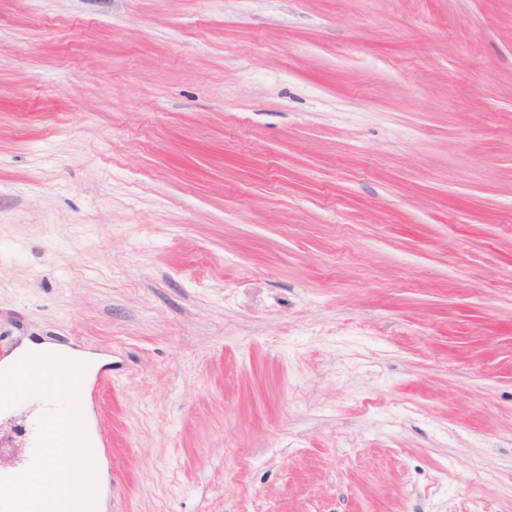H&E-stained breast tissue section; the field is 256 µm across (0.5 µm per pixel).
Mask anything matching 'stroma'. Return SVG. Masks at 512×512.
Instances as JSON below:
<instances>
[{
  "instance_id": "obj_1",
  "label": "stroma",
  "mask_w": 512,
  "mask_h": 512,
  "mask_svg": "<svg viewBox=\"0 0 512 512\" xmlns=\"http://www.w3.org/2000/svg\"><path fill=\"white\" fill-rule=\"evenodd\" d=\"M26 336L106 512H512V0H0Z\"/></svg>"
}]
</instances>
